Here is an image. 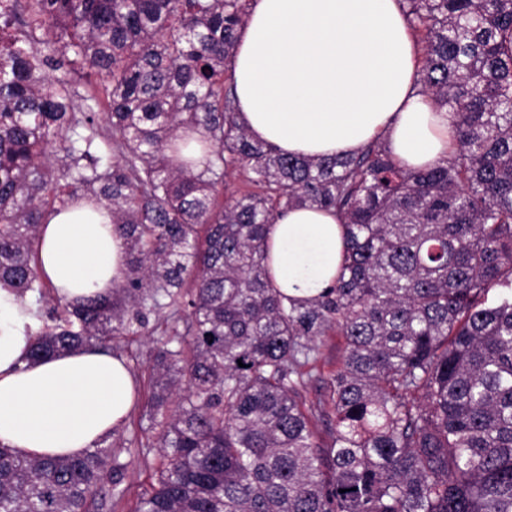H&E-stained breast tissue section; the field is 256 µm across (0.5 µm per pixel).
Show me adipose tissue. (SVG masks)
Wrapping results in <instances>:
<instances>
[{
    "label": "adipose tissue",
    "mask_w": 512,
    "mask_h": 512,
    "mask_svg": "<svg viewBox=\"0 0 512 512\" xmlns=\"http://www.w3.org/2000/svg\"><path fill=\"white\" fill-rule=\"evenodd\" d=\"M420 59L400 0H250L229 63L238 120L285 154H355L380 139L407 167L436 164L453 133L417 86ZM269 245L276 287L314 298L336 282L344 228L335 212L296 208ZM36 249L38 272L71 305L124 278V241L105 212L52 215ZM34 312L0 288V445L23 459L77 457L123 426L137 384L123 357L100 349L30 360Z\"/></svg>",
    "instance_id": "1"
}]
</instances>
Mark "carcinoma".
<instances>
[{
  "instance_id": "obj_1",
  "label": "carcinoma",
  "mask_w": 512,
  "mask_h": 512,
  "mask_svg": "<svg viewBox=\"0 0 512 512\" xmlns=\"http://www.w3.org/2000/svg\"><path fill=\"white\" fill-rule=\"evenodd\" d=\"M247 2L8 4L26 34L0 48V286L42 299L34 243L70 206L107 209L127 252L112 296L48 312L30 357L160 339L151 427L79 458L0 446V512H102L129 448L158 449L136 512H512V293L485 300L512 290V0H404L418 82L455 132L424 169L379 141L304 157L252 140L224 83ZM236 172L250 188L227 195ZM299 207L345 227L313 299L267 268L271 225ZM333 329L325 444L303 388Z\"/></svg>"
}]
</instances>
